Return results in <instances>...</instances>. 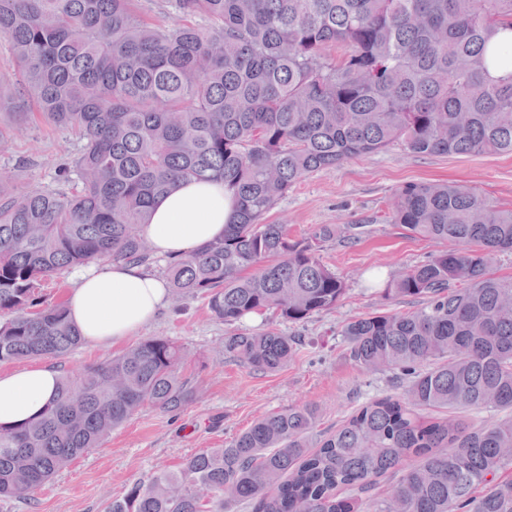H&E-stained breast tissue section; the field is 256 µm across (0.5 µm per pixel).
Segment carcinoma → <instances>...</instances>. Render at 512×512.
Masks as SVG:
<instances>
[{"instance_id":"cac0c4a2","label":"carcinoma","mask_w":512,"mask_h":512,"mask_svg":"<svg viewBox=\"0 0 512 512\" xmlns=\"http://www.w3.org/2000/svg\"><path fill=\"white\" fill-rule=\"evenodd\" d=\"M0 0V37L26 98L79 142L78 184L18 188L0 174V362L65 356L82 337L41 281L90 263H153L141 234L178 181L222 180L236 209L224 238L165 265L226 324L270 309L291 323L336 309L348 285L320 252L335 224L294 237L264 216L303 178L399 144L424 155L512 154V0ZM198 18L207 19L199 24ZM341 48L336 56L331 51ZM509 69L503 77L490 68ZM389 221L444 247L379 289L411 309L346 321V356L395 369L333 431L313 405L271 412L179 469L135 483L108 512H512V206L452 181L394 193ZM300 338L224 337L273 372ZM176 341L148 337L63 379L43 416L0 430V499L52 481L63 458L101 447L136 410L174 414L196 393Z\"/></svg>"}]
</instances>
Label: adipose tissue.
<instances>
[{
	"mask_svg": "<svg viewBox=\"0 0 512 512\" xmlns=\"http://www.w3.org/2000/svg\"><path fill=\"white\" fill-rule=\"evenodd\" d=\"M235 199L222 181L177 184L158 200L141 232L155 255L174 260L220 238ZM75 286L66 302L69 317L83 338L98 346L127 340L165 306L163 280L138 265L74 270ZM62 378L51 362L0 371V426L13 428L40 416L55 397Z\"/></svg>",
	"mask_w": 512,
	"mask_h": 512,
	"instance_id": "1",
	"label": "adipose tissue"
}]
</instances>
